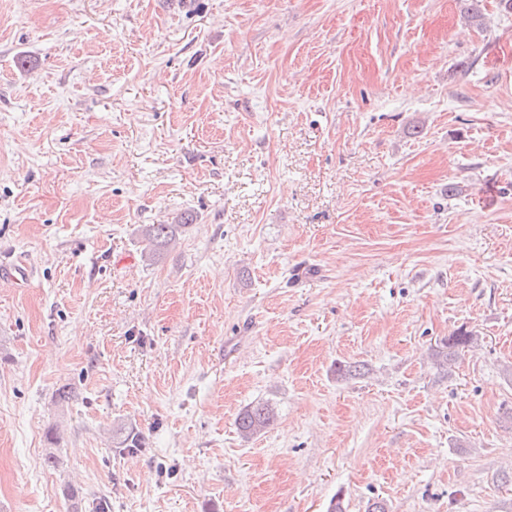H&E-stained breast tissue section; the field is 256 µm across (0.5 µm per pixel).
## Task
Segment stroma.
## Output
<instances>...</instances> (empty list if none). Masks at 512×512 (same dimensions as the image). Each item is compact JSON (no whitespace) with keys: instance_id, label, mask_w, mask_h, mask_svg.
<instances>
[{"instance_id":"35a3bbf8","label":"stroma","mask_w":512,"mask_h":512,"mask_svg":"<svg viewBox=\"0 0 512 512\" xmlns=\"http://www.w3.org/2000/svg\"><path fill=\"white\" fill-rule=\"evenodd\" d=\"M466 7L0 0V512H512V13ZM190 213H181L171 224H146L141 229L143 243L142 255L152 261L157 254L166 248L176 236L192 224ZM276 416L275 407L269 403H261L243 410L237 419L238 432L243 437H250L267 426Z\"/></svg>"}]
</instances>
